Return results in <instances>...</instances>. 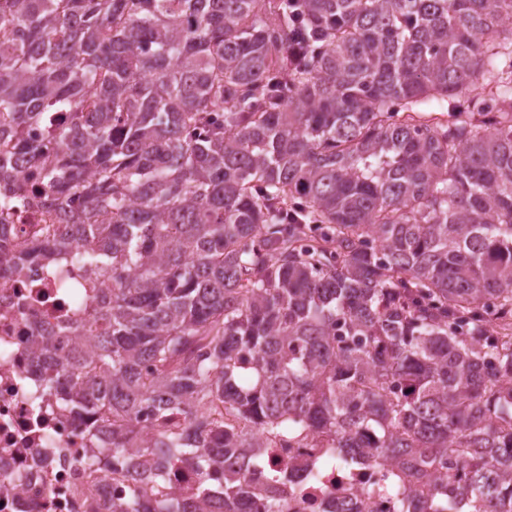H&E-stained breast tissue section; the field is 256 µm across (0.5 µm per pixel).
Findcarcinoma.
I'll return each instance as SVG.
<instances>
[{
    "mask_svg": "<svg viewBox=\"0 0 512 512\" xmlns=\"http://www.w3.org/2000/svg\"><path fill=\"white\" fill-rule=\"evenodd\" d=\"M512 0H0V169L76 223L0 250L104 277L43 395L127 463L250 496L276 441L512 512ZM448 103V119L422 106ZM44 129L47 139L31 132ZM146 415L151 436L135 422ZM464 449L457 467L439 455ZM266 512H290L276 484ZM94 512H175L133 488Z\"/></svg>",
    "mask_w": 512,
    "mask_h": 512,
    "instance_id": "obj_1",
    "label": "carcinoma"
}]
</instances>
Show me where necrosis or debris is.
Listing matches in <instances>:
<instances>
[{
  "label": "necrosis or debris",
  "mask_w": 512,
  "mask_h": 512,
  "mask_svg": "<svg viewBox=\"0 0 512 512\" xmlns=\"http://www.w3.org/2000/svg\"><path fill=\"white\" fill-rule=\"evenodd\" d=\"M0 196L13 205L0 212L6 226L0 247L15 246L44 225L67 223L83 198L71 193L64 206L32 186L28 167L11 162L0 176ZM97 276L74 269L66 257L0 274V512H88L90 498L110 502L133 488V472L91 474L94 443L79 420L60 406L36 408L39 370L33 364V328L86 318L96 300ZM291 472L278 492L292 512H413L424 487L407 471L358 462L332 448L273 446L245 470L253 493L243 512H264L262 491L273 475Z\"/></svg>",
  "instance_id": "obj_1"
}]
</instances>
